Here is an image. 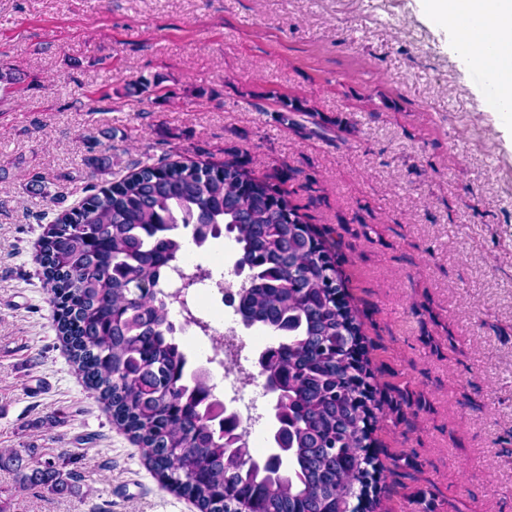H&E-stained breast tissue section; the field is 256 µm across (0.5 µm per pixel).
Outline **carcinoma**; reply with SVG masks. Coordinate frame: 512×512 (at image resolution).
<instances>
[{
    "label": "carcinoma",
    "mask_w": 512,
    "mask_h": 512,
    "mask_svg": "<svg viewBox=\"0 0 512 512\" xmlns=\"http://www.w3.org/2000/svg\"><path fill=\"white\" fill-rule=\"evenodd\" d=\"M297 112L312 110L284 101L277 120L293 125ZM183 230L199 244L235 242L241 320L282 336L265 377L283 396L285 475L257 465L245 442H228L206 383L187 380L162 284ZM36 261L78 372L163 484L199 512H387L374 437L383 405L362 322L325 233L299 214L279 173L258 176L236 156L144 164L59 215ZM0 470L21 490L80 492L65 463L36 460L32 448L1 449Z\"/></svg>",
    "instance_id": "carcinoma-1"
}]
</instances>
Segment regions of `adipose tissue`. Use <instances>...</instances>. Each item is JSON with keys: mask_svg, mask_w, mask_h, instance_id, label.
Returning a JSON list of instances; mask_svg holds the SVG:
<instances>
[{"mask_svg": "<svg viewBox=\"0 0 512 512\" xmlns=\"http://www.w3.org/2000/svg\"><path fill=\"white\" fill-rule=\"evenodd\" d=\"M440 23L463 22L467 34L451 44L475 67L496 79L497 92L512 111V0H426Z\"/></svg>", "mask_w": 512, "mask_h": 512, "instance_id": "obj_1", "label": "adipose tissue"}]
</instances>
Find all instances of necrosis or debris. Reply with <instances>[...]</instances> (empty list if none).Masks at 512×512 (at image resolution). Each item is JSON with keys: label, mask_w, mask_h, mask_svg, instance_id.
<instances>
[{"label": "necrosis or debris", "mask_w": 512, "mask_h": 512, "mask_svg": "<svg viewBox=\"0 0 512 512\" xmlns=\"http://www.w3.org/2000/svg\"><path fill=\"white\" fill-rule=\"evenodd\" d=\"M239 280L225 277L210 258L189 246L165 273L164 291L178 343L192 342L193 359L213 394L237 416L244 434L265 418L267 393L256 384L252 343L237 330Z\"/></svg>", "instance_id": "1"}]
</instances>
